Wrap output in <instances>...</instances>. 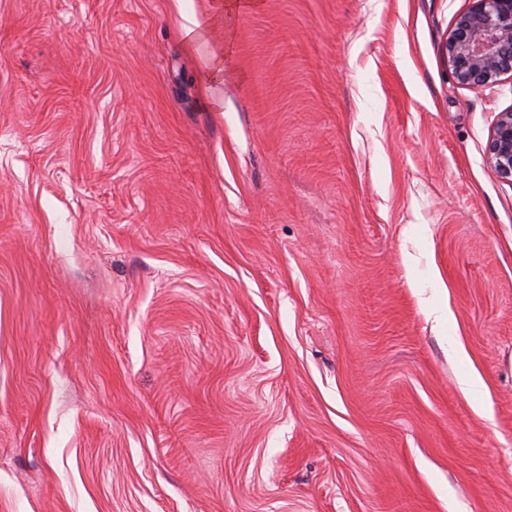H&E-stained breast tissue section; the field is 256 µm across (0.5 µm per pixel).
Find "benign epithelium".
<instances>
[{
  "label": "benign epithelium",
  "mask_w": 512,
  "mask_h": 512,
  "mask_svg": "<svg viewBox=\"0 0 512 512\" xmlns=\"http://www.w3.org/2000/svg\"><path fill=\"white\" fill-rule=\"evenodd\" d=\"M443 51L462 86L484 90L512 80V0H473L457 17ZM486 157L498 177L512 183V110L498 113Z\"/></svg>",
  "instance_id": "1"
}]
</instances>
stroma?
Instances as JSON below:
<instances>
[{
	"mask_svg": "<svg viewBox=\"0 0 512 512\" xmlns=\"http://www.w3.org/2000/svg\"><path fill=\"white\" fill-rule=\"evenodd\" d=\"M256 2L0 0V512H512L472 0ZM245 6H256L255 3H244L239 1L216 0L211 5V10L205 17L194 18L190 21V26L186 27L187 44L191 47L195 41L210 33L217 27H222L224 23V14L232 10H237ZM202 87L204 93L210 97L213 102L223 105V97L216 99V92L220 86H224V51L214 52L205 62L202 71Z\"/></svg>",
	"mask_w": 512,
	"mask_h": 512,
	"instance_id": "stroma-1",
	"label": "stroma"
}]
</instances>
